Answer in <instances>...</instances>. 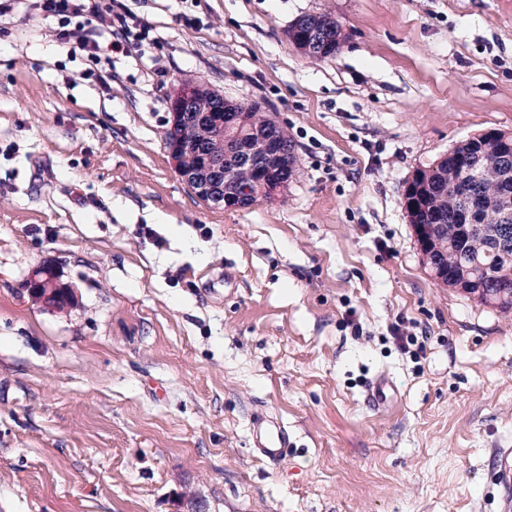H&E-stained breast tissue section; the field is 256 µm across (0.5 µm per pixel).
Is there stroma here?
<instances>
[{
	"label": "stroma",
	"mask_w": 512,
	"mask_h": 512,
	"mask_svg": "<svg viewBox=\"0 0 512 512\" xmlns=\"http://www.w3.org/2000/svg\"><path fill=\"white\" fill-rule=\"evenodd\" d=\"M129 5L148 40L97 65L0 14V512H499L512 314L434 282L402 189L512 132V0ZM306 14L336 57L291 44ZM185 80L276 114L283 197L225 210L180 178ZM42 267L66 311L31 300ZM259 410L292 437L275 464ZM302 17L321 22L318 28L320 30L323 29L322 41L324 42V52L320 55L326 59L335 57L341 50L342 44L345 41V36L342 35L341 27L336 20L327 15H305ZM254 448L267 461L277 462L288 455V429L275 415L258 413L250 421Z\"/></svg>",
	"instance_id": "stroma-1"
}]
</instances>
